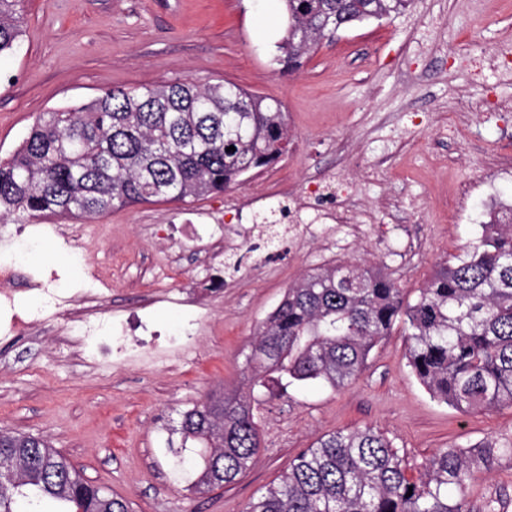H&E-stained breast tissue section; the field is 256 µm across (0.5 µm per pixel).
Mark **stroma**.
I'll return each instance as SVG.
<instances>
[{
  "label": "stroma",
  "mask_w": 512,
  "mask_h": 512,
  "mask_svg": "<svg viewBox=\"0 0 512 512\" xmlns=\"http://www.w3.org/2000/svg\"><path fill=\"white\" fill-rule=\"evenodd\" d=\"M285 22L282 0H28L20 44L0 56V159L45 110L90 102L108 88L223 80L283 104L293 141L271 171L300 190L323 180L332 200L352 183L377 210L356 236L307 215L289 222L277 200L242 222L214 194L112 209L94 218L102 237L78 236L110 288L112 311L151 303L161 335L187 332L168 296L190 284L218 290L208 326L177 365L152 355L94 366L56 353L49 328L0 337V429L46 438L131 512H243L302 449L338 430L376 428L414 467L451 445L512 447V406L461 413L432 398L407 364L397 326L349 386L273 387L255 409V465L231 486L189 491L195 470L177 465L172 430L182 411L240 387L242 352L289 286L323 267L359 263L414 299L474 238L490 207L512 203V173L489 163L496 152L512 154V112L490 107L512 100V72L467 84L459 69L473 48H512V0H412L401 15L321 41L292 71L275 61ZM467 101L479 106L467 126L439 137L444 113ZM381 160L385 177L366 179ZM53 223L36 219L20 249L0 238V259L84 281L85 266L72 261ZM181 224L223 225L237 247L223 262L196 263L204 242L170 234ZM177 253L178 268H169L166 256ZM490 498L512 512L506 454L473 483V512Z\"/></svg>",
  "instance_id": "35a3bbf8"
}]
</instances>
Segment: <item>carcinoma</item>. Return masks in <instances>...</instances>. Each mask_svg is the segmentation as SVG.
<instances>
[{"instance_id":"1","label":"carcinoma","mask_w":512,"mask_h":512,"mask_svg":"<svg viewBox=\"0 0 512 512\" xmlns=\"http://www.w3.org/2000/svg\"><path fill=\"white\" fill-rule=\"evenodd\" d=\"M276 61L300 66L336 19L350 25L403 13L411 0H283ZM24 0H0V55L22 35ZM281 103L224 82L112 88L39 115L0 160V217H92L114 208L186 202L222 193L288 151ZM229 146L233 151H226ZM401 324L408 364L428 393L461 411L512 403V207L490 212L455 263L441 265L414 302L373 266L319 269L285 292L260 323L242 375L249 388L215 394L182 412L180 452L195 461L193 489L234 483L254 464L260 433L254 390L272 379L355 381L371 352ZM512 448H441L414 471L371 427L319 437L244 512H472L469 489ZM32 458L0 512H130L128 501L87 481L49 441L0 430V464Z\"/></svg>"}]
</instances>
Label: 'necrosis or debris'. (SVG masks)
<instances>
[{"label": "necrosis or debris", "mask_w": 512, "mask_h": 512, "mask_svg": "<svg viewBox=\"0 0 512 512\" xmlns=\"http://www.w3.org/2000/svg\"><path fill=\"white\" fill-rule=\"evenodd\" d=\"M285 197L295 212L315 207L318 197L315 190H298L294 185L275 180L265 186L260 195L244 200L238 211L239 218H246L268 200ZM41 296L40 305L19 314L23 292ZM94 303V313H87L86 303ZM54 324L58 345L72 348H93L98 358L112 360L122 365L140 355L157 352L175 361L184 360L193 347L192 338L161 341L151 323L149 310L132 316L112 315L106 304L105 291L96 276H89L81 288L66 287L58 273L42 275L28 271L15 263L0 268V329L5 334L17 336L45 324Z\"/></svg>", "instance_id": "1"}]
</instances>
